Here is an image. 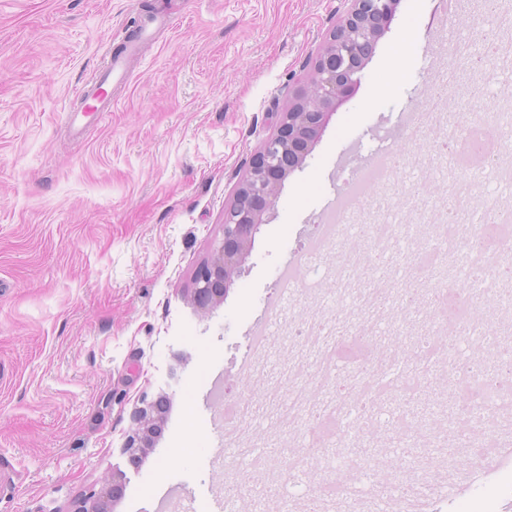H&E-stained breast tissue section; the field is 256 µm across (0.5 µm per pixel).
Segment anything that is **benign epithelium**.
<instances>
[{"label": "benign epithelium", "instance_id": "benign-epithelium-1", "mask_svg": "<svg viewBox=\"0 0 512 512\" xmlns=\"http://www.w3.org/2000/svg\"><path fill=\"white\" fill-rule=\"evenodd\" d=\"M349 7L332 29L311 74L285 112L275 131L253 156L233 201L224 208L223 238L198 268L191 297L197 307L211 308L224 300L253 242L263 215L277 198V190L295 169L302 167L318 139L323 119L336 102L354 91L357 74L390 21L396 0H346ZM164 420V402L142 401L134 412L135 429L126 435L123 450L137 465L154 446ZM123 485L114 477L100 492L83 498L73 512H108L120 498Z\"/></svg>", "mask_w": 512, "mask_h": 512}]
</instances>
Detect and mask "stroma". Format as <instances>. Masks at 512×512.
I'll return each mask as SVG.
<instances>
[{"label": "stroma", "mask_w": 512, "mask_h": 512, "mask_svg": "<svg viewBox=\"0 0 512 512\" xmlns=\"http://www.w3.org/2000/svg\"><path fill=\"white\" fill-rule=\"evenodd\" d=\"M148 0H0V512H73L105 480L125 477L112 512H144L145 492L183 489L200 505L242 471L236 450L220 466L199 452L212 436L207 375H224V400L257 394L237 367L257 320L273 343L259 372L293 355L292 324L318 311L317 295L283 293L276 272L299 262L325 213L326 177L354 139L372 140L401 111L424 103L430 72L416 63L435 0H398L389 27L307 157L280 186L224 302L195 312L189 290L223 234L228 204L260 145L345 11V0H169L151 40L132 60L128 87L111 111L71 137L64 111L103 58L124 45ZM491 19L479 9L449 18L437 49L453 64L461 41L480 43ZM487 104L512 102V36H502ZM434 126L413 155L408 186L445 200L435 171ZM167 396L161 435L140 465L122 452L141 399ZM248 445L271 451L267 480L286 471L270 420L245 428ZM484 461L423 468L401 460L398 441L375 429L329 442L337 458L369 457L371 479L394 506L403 489L435 488L439 512H490L512 504V450L485 436ZM347 474L316 464L270 512H303L326 481Z\"/></svg>", "instance_id": "1"}]
</instances>
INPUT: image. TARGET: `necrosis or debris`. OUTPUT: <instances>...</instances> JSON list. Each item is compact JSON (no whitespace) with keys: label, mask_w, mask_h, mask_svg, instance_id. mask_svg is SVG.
<instances>
[{"label":"necrosis or debris","mask_w":512,"mask_h":512,"mask_svg":"<svg viewBox=\"0 0 512 512\" xmlns=\"http://www.w3.org/2000/svg\"><path fill=\"white\" fill-rule=\"evenodd\" d=\"M460 140L474 155L484 154L487 176L512 185V166L500 135L484 112L461 114ZM404 162L388 157L381 169L360 181L361 194L347 209L362 224H337V234L355 230L364 245L344 254L343 274L336 277V297L325 305L324 318H309L294 330L296 356L278 373L260 383V402H237L224 422V439L234 443L243 425L258 411L287 425L290 433L307 440L309 448L293 457L289 467L301 476L321 457L323 442L340 433L363 435L373 422L375 408L393 402L385 422L393 434L413 433L418 401L433 396L437 371L448 363V396L452 429L464 440L449 444L444 453L473 452L474 436L512 422V338L499 335L477 311L486 302L512 309V210L493 196L478 194L471 168L459 162L448 183L450 201H464L469 221L437 224L431 246L422 248L424 264L401 268L386 255L412 236L403 224H388L367 214L372 190L398 188ZM427 284L428 302L418 321L411 353L382 341L374 316L382 302L405 310L415 305V288ZM496 347L500 360L487 366L485 347ZM352 361L355 370L343 375L339 365Z\"/></svg>","instance_id":"1"}]
</instances>
